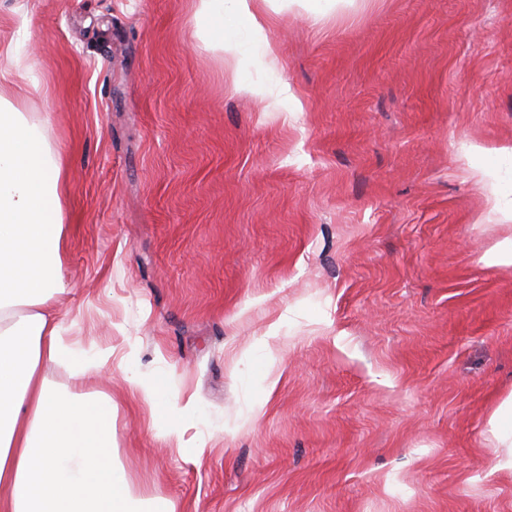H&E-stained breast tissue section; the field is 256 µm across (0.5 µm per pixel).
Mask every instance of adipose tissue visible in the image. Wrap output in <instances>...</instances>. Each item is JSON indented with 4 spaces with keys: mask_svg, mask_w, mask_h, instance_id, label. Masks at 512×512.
<instances>
[{
    "mask_svg": "<svg viewBox=\"0 0 512 512\" xmlns=\"http://www.w3.org/2000/svg\"><path fill=\"white\" fill-rule=\"evenodd\" d=\"M195 36L205 50L237 63L244 44L225 36L224 12L263 31L279 0H194ZM0 71V512H174L164 500L134 496L113 451V404L84 388L110 369L111 346L86 352L68 343L57 307L66 229V159L46 141L3 85ZM116 365L174 433L192 404L161 398L160 380ZM70 365L75 382L56 389L45 368Z\"/></svg>",
    "mask_w": 512,
    "mask_h": 512,
    "instance_id": "adipose-tissue-1",
    "label": "adipose tissue"
}]
</instances>
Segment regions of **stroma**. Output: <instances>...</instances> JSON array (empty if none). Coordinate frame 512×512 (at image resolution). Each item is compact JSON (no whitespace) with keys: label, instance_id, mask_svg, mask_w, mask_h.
<instances>
[{"label":"stroma","instance_id":"1","mask_svg":"<svg viewBox=\"0 0 512 512\" xmlns=\"http://www.w3.org/2000/svg\"><path fill=\"white\" fill-rule=\"evenodd\" d=\"M193 13L0 0L42 85L11 92L69 166L66 338L196 403L165 436L120 369L87 380L132 492L512 512V266L483 260L512 236V0H307L226 20L231 67ZM494 432H497L504 442L508 441L507 448L512 447V394L493 413L489 421Z\"/></svg>","mask_w":512,"mask_h":512}]
</instances>
